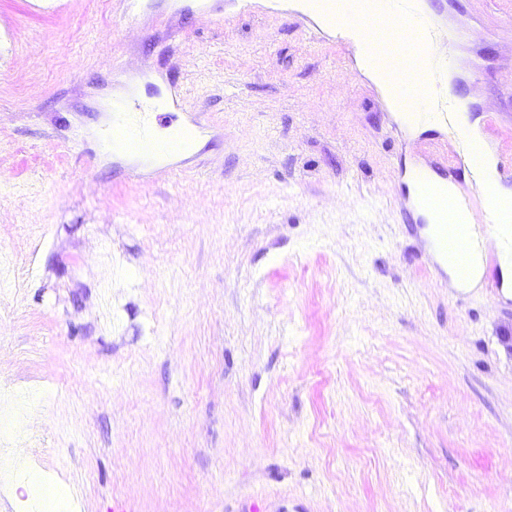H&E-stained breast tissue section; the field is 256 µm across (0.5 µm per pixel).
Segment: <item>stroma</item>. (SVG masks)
<instances>
[{"label":"stroma","instance_id":"stroma-1","mask_svg":"<svg viewBox=\"0 0 512 512\" xmlns=\"http://www.w3.org/2000/svg\"><path fill=\"white\" fill-rule=\"evenodd\" d=\"M224 2L0 0V512L20 464L74 512H512V295L434 272L345 46ZM428 5L512 161V0ZM173 82L196 148L131 178L112 103Z\"/></svg>","mask_w":512,"mask_h":512}]
</instances>
